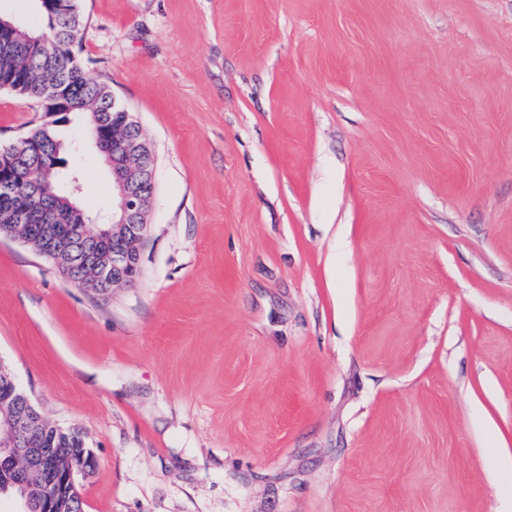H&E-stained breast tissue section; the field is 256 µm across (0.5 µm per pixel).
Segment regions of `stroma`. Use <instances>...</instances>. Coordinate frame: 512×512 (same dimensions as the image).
Segmentation results:
<instances>
[{"label": "stroma", "mask_w": 512, "mask_h": 512, "mask_svg": "<svg viewBox=\"0 0 512 512\" xmlns=\"http://www.w3.org/2000/svg\"><path fill=\"white\" fill-rule=\"evenodd\" d=\"M80 7L157 157L142 273L0 239V365L84 512H512V0ZM42 120L0 91V142Z\"/></svg>", "instance_id": "obj_1"}]
</instances>
